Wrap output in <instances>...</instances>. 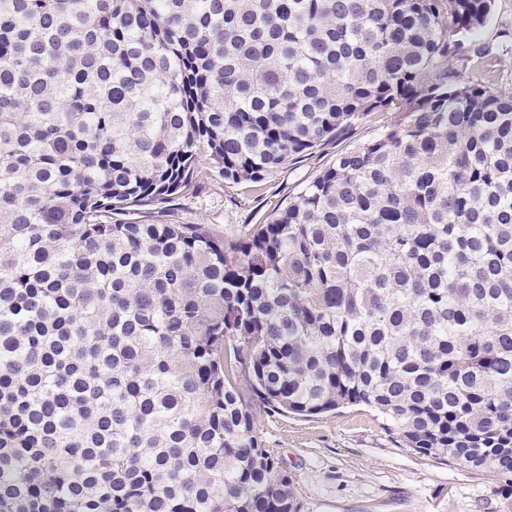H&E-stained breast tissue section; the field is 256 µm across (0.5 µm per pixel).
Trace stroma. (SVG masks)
<instances>
[{"label":"stroma","mask_w":512,"mask_h":512,"mask_svg":"<svg viewBox=\"0 0 512 512\" xmlns=\"http://www.w3.org/2000/svg\"><path fill=\"white\" fill-rule=\"evenodd\" d=\"M480 38L501 59L497 83L512 84V0H496ZM378 122L368 118L349 138L282 165L257 187L198 180L169 204L164 219L205 224L227 240L242 237L283 208L350 141L374 136ZM257 427L264 447L293 476L305 512H512V496L497 481L406 448L368 408L315 416L262 412Z\"/></svg>","instance_id":"1"}]
</instances>
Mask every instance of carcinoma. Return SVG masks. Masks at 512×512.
<instances>
[{"label": "carcinoma", "mask_w": 512, "mask_h": 512, "mask_svg": "<svg viewBox=\"0 0 512 512\" xmlns=\"http://www.w3.org/2000/svg\"><path fill=\"white\" fill-rule=\"evenodd\" d=\"M494 0H0V512H304L257 410L512 492ZM388 113L236 240L142 220Z\"/></svg>", "instance_id": "1"}]
</instances>
